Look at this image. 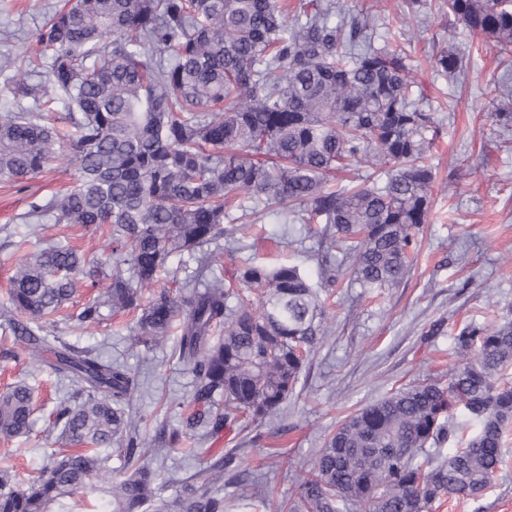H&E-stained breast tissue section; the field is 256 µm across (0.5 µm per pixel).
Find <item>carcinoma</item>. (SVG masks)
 <instances>
[{
  "instance_id": "obj_1",
  "label": "carcinoma",
  "mask_w": 512,
  "mask_h": 512,
  "mask_svg": "<svg viewBox=\"0 0 512 512\" xmlns=\"http://www.w3.org/2000/svg\"><path fill=\"white\" fill-rule=\"evenodd\" d=\"M448 11L512 59V0H448ZM375 19L336 0H68L33 33L50 92L5 80L17 111L0 117V182L42 172L56 129H73L77 179L36 197L23 224L49 219L93 234L111 228L112 262L88 264L68 245L48 244L18 261L0 315L31 360L49 362L70 391L53 415L77 449L50 459L23 487L0 468V512H226L228 453L161 496V468L130 408L131 370L97 349L52 334L49 317L80 280H110L105 296L72 315L98 323L102 309L134 311V344L150 350L175 326L172 357L193 375L188 413L168 431L179 450L224 430H245L293 397L314 349L327 336L326 296L348 269L366 292L407 278L428 223L434 174L424 163L437 112L411 77L408 54ZM436 72L454 77L461 59L442 52ZM32 97L36 108L21 105ZM352 161L385 180L327 187ZM286 214L334 252L315 257L317 282L299 266L240 260L230 278L211 246L249 248L232 212ZM320 224L318 231L312 225ZM189 254L195 275L143 300L172 258ZM458 365L448 380L427 377L346 417L324 442L290 500L289 512H428L447 497L480 498L502 466L512 425V320L471 323L454 337ZM32 389L0 393V437L29 430ZM473 426L465 439L454 416ZM454 444L446 457L428 450ZM119 444L125 473L94 479Z\"/></svg>"
}]
</instances>
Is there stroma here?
<instances>
[{"label": "stroma", "instance_id": "obj_1", "mask_svg": "<svg viewBox=\"0 0 512 512\" xmlns=\"http://www.w3.org/2000/svg\"><path fill=\"white\" fill-rule=\"evenodd\" d=\"M65 0H0V83L45 85L46 73L28 72L22 55L35 51L32 32ZM344 11H378L390 28L404 34L412 75L443 122L426 155L435 182L429 222L417 238L414 262L398 288L375 296L344 276L327 306L330 334L315 352L281 413L243 432L224 431L209 439L201 455L175 454L166 465L161 495L175 500L179 481L199 468L203 458L235 452L239 470L260 475L269 489L262 505L235 512H278L294 494L325 439L349 415L391 390L422 379L447 375L457 364L454 338L469 323L492 325L512 319V130L496 134L490 112L489 85L504 65L495 44L465 30L453 15L428 13L408 18L397 0H338ZM449 48L464 58L457 83L439 77L432 65L437 49ZM75 161L69 147L56 149L45 171L23 187L0 185V228L26 238L27 250L61 239L85 259L106 257L112 250L108 230L93 235L77 226L27 225L16 217L31 195L49 196L67 187ZM267 241L258 243L256 259L299 265L315 275V237L298 224H267ZM134 315H106L81 327L56 314L53 330L79 347L98 348L139 375L132 413L146 437L162 426H178L189 400L192 376L171 357L172 342L151 351L135 346L130 335ZM20 344L0 328V392L19 381L34 389L28 434L0 440V467L12 466L23 481L36 479L51 452L63 446L50 414L65 388L52 369L40 362L15 360ZM503 468L475 502L458 507L441 500L429 512H512V430L504 443Z\"/></svg>", "mask_w": 512, "mask_h": 512}]
</instances>
